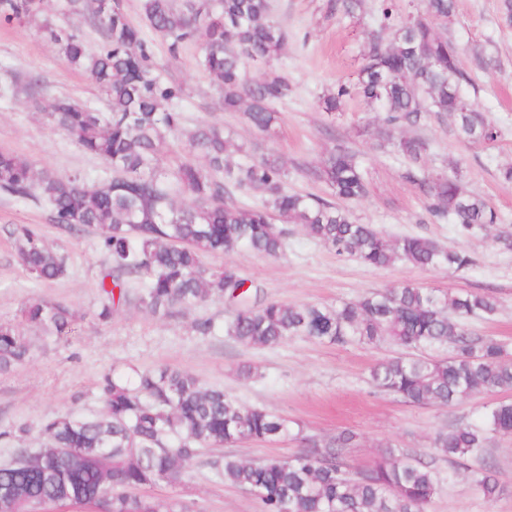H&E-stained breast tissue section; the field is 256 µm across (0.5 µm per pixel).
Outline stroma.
Masks as SVG:
<instances>
[{
    "label": "stroma",
    "instance_id": "stroma-1",
    "mask_svg": "<svg viewBox=\"0 0 512 512\" xmlns=\"http://www.w3.org/2000/svg\"><path fill=\"white\" fill-rule=\"evenodd\" d=\"M326 3L271 0L274 18L288 31V43L275 67L288 76L291 91L276 105L283 120L269 136L254 132L242 113L221 109L220 91L200 67L197 45H189L173 60L166 42L148 29L143 35L152 44L161 72L185 88L179 108L187 126L215 124L247 145V152L233 155L231 164L278 155L288 168L289 190L326 198L329 189L312 171L336 143H346L358 153L367 185L366 196L350 205L360 223L374 225L389 238L434 239L467 252L473 263L459 270L421 268L404 261L368 266L337 256L301 225L291 224L279 257L241 249L228 256H206L207 267L217 270L232 262L250 300L287 305L333 306L406 283L440 292L488 293L498 301L496 314L471 318L468 327L475 335L497 339L512 353V252L499 249L498 229L464 237L455 225L425 222L424 198L408 176L409 162L359 133L379 121V112L356 98L336 114L321 111L319 98L325 91L356 78L363 29L375 25L380 0H365L367 15L360 25L327 15ZM500 3L457 0L451 25L462 66L472 79L465 94L490 116L499 138L490 144L461 140L445 116L430 119L417 135L428 145L423 174H448L460 167L465 189L487 199L503 225L512 228V183L499 177L500 168L512 164V25L502 21ZM477 46L495 58V66L479 64L473 54ZM34 82L45 95L72 96L99 111L107 109L105 94L67 65L58 46L36 23L0 26V151L12 152L39 170L78 175L90 182L108 177L110 170L102 160L52 130L33 107L27 89ZM18 224L32 225L51 249L66 255V277L44 283L28 273L18 261L11 235ZM106 269L94 233L62 231L49 222L46 207L0 196V324L18 323L20 307L30 297L66 303L81 314L75 335L67 339L25 328L33 341L32 361L0 375V430L29 428L24 447H39L38 429L49 417L99 414L106 373L167 366L223 387L244 406L301 422L310 434L327 438L344 430L355 432L357 440L347 456L351 467H364L387 446L435 460L444 479L427 512H512V438L496 441L489 450L505 488L493 501L476 490L467 471L449 473L447 461L435 459L433 449L439 432L457 421H477L486 405L512 400V390L474 395L446 408L410 406L377 392L370 383L371 368L396 355L392 346L338 345L303 337L273 347L247 346L227 335L233 309L225 302L154 314L138 304L134 277L126 280L128 300L116 306L106 322L97 316L99 282ZM208 320L216 330L205 335L198 325ZM213 457L208 451L185 466L189 478L182 495L193 512H260L251 495L214 476L209 465Z\"/></svg>",
    "mask_w": 512,
    "mask_h": 512
}]
</instances>
